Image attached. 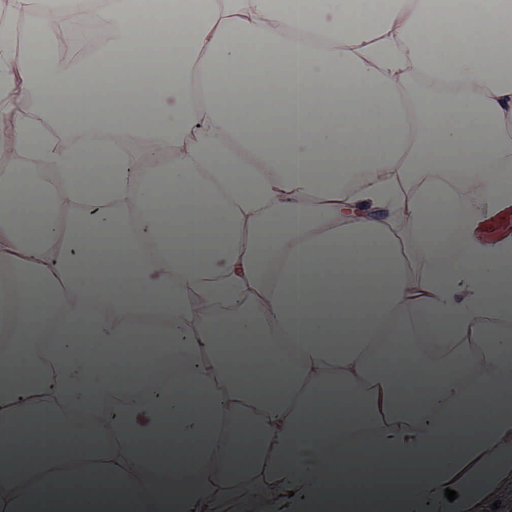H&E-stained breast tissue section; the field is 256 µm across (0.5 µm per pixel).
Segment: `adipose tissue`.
I'll return each mask as SVG.
<instances>
[{
  "label": "adipose tissue",
  "instance_id": "obj_1",
  "mask_svg": "<svg viewBox=\"0 0 512 512\" xmlns=\"http://www.w3.org/2000/svg\"><path fill=\"white\" fill-rule=\"evenodd\" d=\"M88 3L0 17V512H476L512 475V0H107L74 74ZM75 115L149 160L45 135ZM97 32L95 29L78 25L74 29L63 31L57 42V51L61 59L68 63L74 62L77 58L73 50L82 45V41H91Z\"/></svg>",
  "mask_w": 512,
  "mask_h": 512
}]
</instances>
